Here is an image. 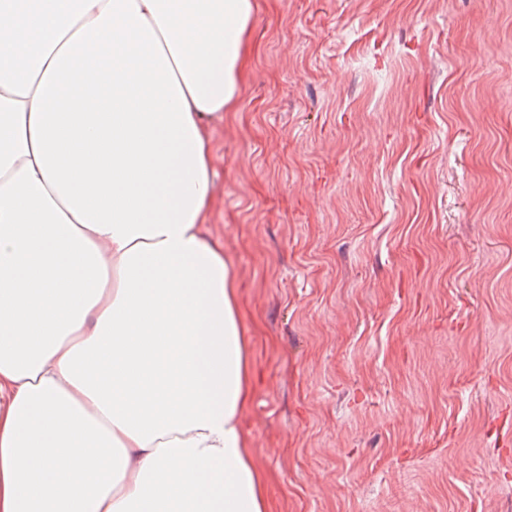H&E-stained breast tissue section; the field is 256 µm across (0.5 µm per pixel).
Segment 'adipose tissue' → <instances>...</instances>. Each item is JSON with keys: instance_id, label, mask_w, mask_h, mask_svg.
I'll return each instance as SVG.
<instances>
[{"instance_id": "ef3b65f1", "label": "adipose tissue", "mask_w": 512, "mask_h": 512, "mask_svg": "<svg viewBox=\"0 0 512 512\" xmlns=\"http://www.w3.org/2000/svg\"><path fill=\"white\" fill-rule=\"evenodd\" d=\"M254 0H0V512H272L209 224Z\"/></svg>"}]
</instances>
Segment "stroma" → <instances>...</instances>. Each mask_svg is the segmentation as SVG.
<instances>
[{
    "label": "stroma",
    "mask_w": 512,
    "mask_h": 512,
    "mask_svg": "<svg viewBox=\"0 0 512 512\" xmlns=\"http://www.w3.org/2000/svg\"><path fill=\"white\" fill-rule=\"evenodd\" d=\"M215 124L273 512H512V0H254Z\"/></svg>",
    "instance_id": "35a3bbf8"
}]
</instances>
